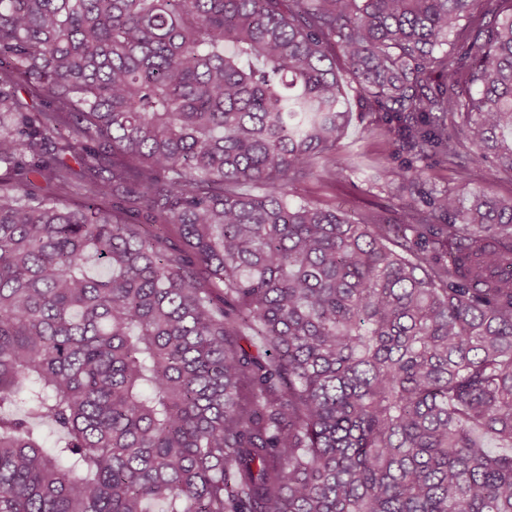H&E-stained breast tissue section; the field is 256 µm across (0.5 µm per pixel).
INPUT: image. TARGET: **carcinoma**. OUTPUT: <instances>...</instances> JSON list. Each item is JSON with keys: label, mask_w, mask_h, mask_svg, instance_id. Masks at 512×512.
Masks as SVG:
<instances>
[{"label": "carcinoma", "mask_w": 512, "mask_h": 512, "mask_svg": "<svg viewBox=\"0 0 512 512\" xmlns=\"http://www.w3.org/2000/svg\"><path fill=\"white\" fill-rule=\"evenodd\" d=\"M504 2L0 0V512H512ZM344 110L348 113V122L339 148L340 154L348 152L362 153L370 158H379L382 162L398 170L404 164L402 153L395 150L387 141L374 135L369 127L370 118L357 112L355 95L344 80ZM429 173L433 181L442 189L455 192L460 189L456 180V174L453 170L448 169V165L439 158H433L427 161ZM472 157H468V166L471 169V178L470 184L468 186V190L470 191H480L482 189H487L489 192L495 193L500 196L508 197L512 196V183L507 180L496 181L490 187L486 182L487 178V164L484 162H480L478 160L471 159ZM369 175L368 171L348 173L331 188H324L316 179H306L295 184L294 191L302 198L336 204V207L347 211L354 218L364 212L374 211L393 222L398 221V200L371 188Z\"/></svg>", "instance_id": "cac0c4a2"}]
</instances>
